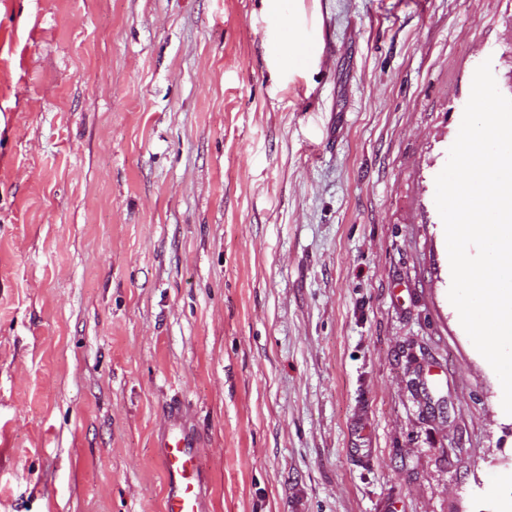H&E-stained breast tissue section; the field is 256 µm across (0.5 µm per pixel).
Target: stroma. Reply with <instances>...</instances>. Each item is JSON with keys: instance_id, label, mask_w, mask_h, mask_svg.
<instances>
[{"instance_id": "1", "label": "stroma", "mask_w": 512, "mask_h": 512, "mask_svg": "<svg viewBox=\"0 0 512 512\" xmlns=\"http://www.w3.org/2000/svg\"><path fill=\"white\" fill-rule=\"evenodd\" d=\"M485 61L512 0H0V512H163L171 403L208 512H512L435 204Z\"/></svg>"}]
</instances>
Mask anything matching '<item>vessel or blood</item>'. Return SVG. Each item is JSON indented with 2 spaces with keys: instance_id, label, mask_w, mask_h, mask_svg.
<instances>
[{
  "instance_id": "1",
  "label": "vessel or blood",
  "mask_w": 512,
  "mask_h": 512,
  "mask_svg": "<svg viewBox=\"0 0 512 512\" xmlns=\"http://www.w3.org/2000/svg\"><path fill=\"white\" fill-rule=\"evenodd\" d=\"M166 413L171 428L161 445L166 475L164 512H203L197 442L182 426L178 405H168Z\"/></svg>"
}]
</instances>
